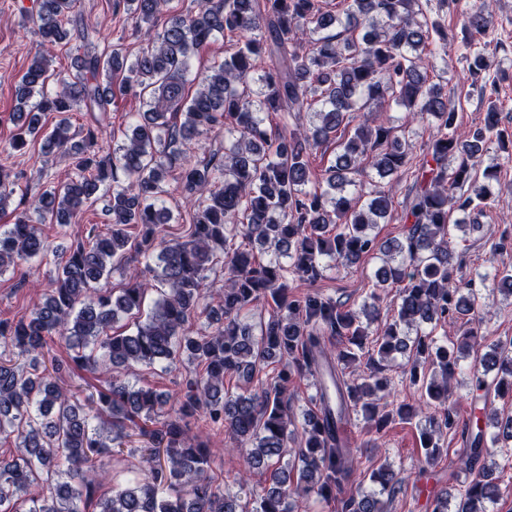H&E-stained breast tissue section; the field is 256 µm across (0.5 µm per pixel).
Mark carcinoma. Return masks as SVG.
<instances>
[{"label": "carcinoma", "instance_id": "cac0c4a2", "mask_svg": "<svg viewBox=\"0 0 512 512\" xmlns=\"http://www.w3.org/2000/svg\"><path fill=\"white\" fill-rule=\"evenodd\" d=\"M169 0H113L112 15L146 28L148 44L134 59L121 43L98 51L72 16L75 0H36L31 20L41 45L79 42L72 69L51 71L45 54L34 56L16 87L23 103L14 112L10 149L20 151L41 135L42 115L58 114L42 150L71 160L72 175L33 198L30 209L0 231V275L23 261L45 258L50 246L39 225L76 224L106 181L107 232L55 248L52 288L19 319H0V439L16 453L0 458V512H293L291 500L336 502V512H383L406 478L380 466L363 477L361 447L349 431L350 413H361L368 431L428 417L420 430L424 461L444 453L442 430H461V461L471 474L453 509L448 492L433 512H490L504 497L495 474L512 468V415L493 407L512 396V337L490 345L472 371V404L479 414L458 428L452 381L460 358L478 345L485 322L482 290L512 296V265H493L463 282L452 248L454 232L478 230L492 202L500 165L475 166L497 144L512 163L509 135L496 104L484 124L462 134L455 103L428 78L433 58L448 57V28L433 0H201L198 11L163 15ZM464 17V28L482 34L487 6L438 0ZM235 40L234 51L213 63L190 91L192 59L216 35ZM469 51L468 78L486 82L488 60ZM58 89L45 91L50 81ZM142 98L145 110L127 141L103 155L102 131L71 134L69 113L112 110L114 90ZM396 105L435 124V135L416 148L405 130L356 122L374 105ZM312 116L307 127L293 122ZM274 114L276 129L266 125ZM339 141L323 173L311 156ZM224 135V146L191 155L203 136ZM412 178L400 215L405 238L382 242L377 224L391 218L394 182ZM20 175L0 169V214L7 212ZM175 183L193 200L185 240H166L173 219L163 195ZM139 228L131 236L128 226ZM125 287L102 288L132 256ZM380 255L370 302L359 311L321 292H297L294 279L316 281L325 260L351 267ZM224 258V291L207 300L205 272ZM161 298L131 332L115 330L124 316L140 314L147 275ZM399 289L394 313L380 331L377 302ZM268 308L256 334L244 315ZM202 319L206 330L188 331ZM431 329H425V326ZM460 333L440 341L437 326ZM69 350L67 363L46 366L50 342ZM411 361L409 383L416 406L390 400L386 367L396 355ZM186 360L195 372L184 394L170 401L147 385L124 380L134 363ZM276 364L273 381L253 386ZM427 363L430 372L420 370ZM69 367L106 375L91 407L62 381ZM243 381L239 391L225 380ZM314 380L315 395L297 422L288 385ZM224 430L237 442L241 469L232 484L208 473L207 444L191 426ZM302 441L289 447L296 431ZM143 439L142 477L101 495L87 472L123 453L132 436ZM271 469V485L254 497L252 472ZM370 486H365V482ZM41 487L34 493L31 488Z\"/></svg>", "mask_w": 512, "mask_h": 512}]
</instances>
